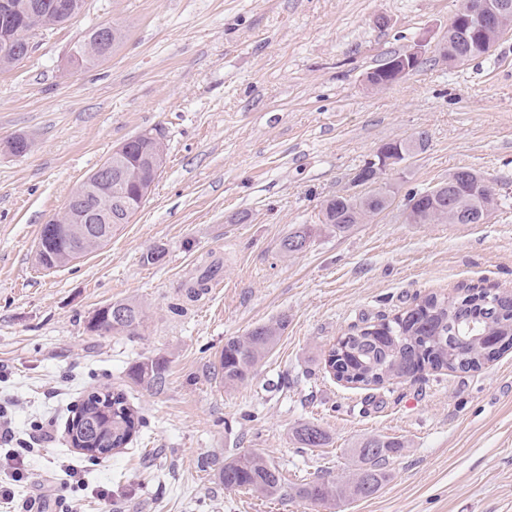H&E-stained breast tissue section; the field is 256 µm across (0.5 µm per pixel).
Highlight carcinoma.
<instances>
[{"label": "carcinoma", "instance_id": "cac0c4a2", "mask_svg": "<svg viewBox=\"0 0 512 512\" xmlns=\"http://www.w3.org/2000/svg\"><path fill=\"white\" fill-rule=\"evenodd\" d=\"M35 2L42 5L38 27L54 29L72 21V17L56 11L53 7L56 0ZM0 24L11 29L16 42L25 40L30 32L29 26L19 18L0 17ZM121 39L122 32L117 28L108 34L95 29L78 40V46L86 64L92 66ZM124 145L123 152L110 156L112 187H96L79 202V206L98 213L101 221L112 222V232L133 217L131 213L125 214L117 203L134 206L139 197L147 196V189L156 180L151 166L163 165L165 155L162 142L151 143L133 137ZM410 199L417 200L419 223L443 222L438 204L424 192L415 191ZM364 213V203L336 195L326 201L321 223L343 234L361 223ZM57 220L56 216L47 221L40 233L38 250L41 266L46 269L65 266L73 255L94 251V243L83 238L78 228L59 224ZM313 234L314 225H298L282 240L281 251L285 254L303 251ZM144 317L140 304L131 300L116 301L93 314L90 328L104 335L136 336ZM285 328L286 321L278 320L259 325L243 337L227 339L217 361V372L224 387L233 389L249 382ZM509 348H512L511 295L491 291L456 299L431 295L390 320L368 324L341 337L330 349L326 366L340 381L370 386L416 372L426 365L434 369L474 370ZM165 369V361L151 359L137 365L131 376L139 383L158 384ZM74 418L76 421L70 422L68 427L71 434L87 420L95 421L99 434L85 436L94 448H124L145 427L144 419L130 406L121 390L87 393L76 408ZM295 440L302 448H323L328 444V434L315 424L305 423L295 430ZM403 447L399 440L369 437L356 448L357 464L352 475L334 480L318 476L293 487L294 493L306 503L323 506L370 498L381 488L387 460ZM209 465L229 491L244 490L257 497L273 499L283 496L288 488L281 470L258 453L234 454L221 460L214 458Z\"/></svg>", "mask_w": 512, "mask_h": 512}]
</instances>
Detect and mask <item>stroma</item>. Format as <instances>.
I'll return each instance as SVG.
<instances>
[{"label":"stroma","instance_id":"1","mask_svg":"<svg viewBox=\"0 0 512 512\" xmlns=\"http://www.w3.org/2000/svg\"><path fill=\"white\" fill-rule=\"evenodd\" d=\"M459 0H86L32 55L0 71V512L64 491L78 512H512V350L479 370L426 369L379 387L338 381L329 349L353 328L423 297L512 292V32L491 55L436 60ZM104 24L124 38L104 62L67 70L69 48ZM426 41L420 67L377 89L369 72ZM161 134L166 155L143 206L111 241L70 265L37 263L41 229L125 140ZM429 146L386 177L393 202L349 232L320 223L324 201L388 142ZM470 168L499 205L483 224H412L409 192ZM316 225L309 246L281 240ZM160 247L159 262L146 254ZM210 275L199 300L182 285ZM132 299L139 335L101 336L88 321ZM287 318L255 376L225 389V340ZM168 369L132 381L141 362ZM118 388L147 422L112 455L89 459L67 427L83 396ZM43 423L29 480L11 479L19 439ZM304 423L329 443L302 449ZM404 441L373 497L315 506L228 491L204 460L254 451L289 483L354 468L365 438ZM81 481L60 489L67 469ZM315 225L300 224L281 242V251L285 254H295L303 251L313 237ZM165 361L160 359H151L137 365L132 371V379L139 383L148 385L158 384L161 382L165 373Z\"/></svg>","mask_w":512,"mask_h":512}]
</instances>
